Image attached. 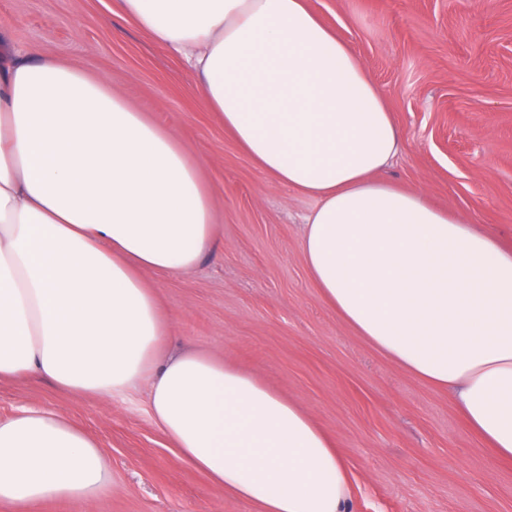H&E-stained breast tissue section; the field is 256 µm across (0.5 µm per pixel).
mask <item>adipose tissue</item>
Here are the masks:
<instances>
[{
  "label": "adipose tissue",
  "instance_id": "1",
  "mask_svg": "<svg viewBox=\"0 0 512 512\" xmlns=\"http://www.w3.org/2000/svg\"><path fill=\"white\" fill-rule=\"evenodd\" d=\"M180 50L207 106L272 181L314 200L300 249L323 300L512 461V246L386 180L401 132L307 0H116ZM212 194L179 140L95 77L0 35V382L74 399L148 384L181 460L258 512H348L310 416L202 349L168 350L145 273L215 247ZM106 459L50 409L0 419V502L87 500Z\"/></svg>",
  "mask_w": 512,
  "mask_h": 512
}]
</instances>
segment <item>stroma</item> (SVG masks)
Listing matches in <instances>:
<instances>
[{
	"label": "stroma",
	"mask_w": 512,
	"mask_h": 512,
	"mask_svg": "<svg viewBox=\"0 0 512 512\" xmlns=\"http://www.w3.org/2000/svg\"><path fill=\"white\" fill-rule=\"evenodd\" d=\"M359 56L402 132L385 176L512 243V0H310ZM0 31L28 55L89 75L173 132L212 192L218 248L155 279L169 348L230 359L306 410L350 478L351 512H512L497 461L447 393L343 323L304 264L311 199L271 181L204 102L182 53L115 0H0ZM55 410L93 438L108 475L90 500L25 512H256L186 465L146 388L75 400L44 381L0 385V418Z\"/></svg>",
	"instance_id": "obj_1"
}]
</instances>
